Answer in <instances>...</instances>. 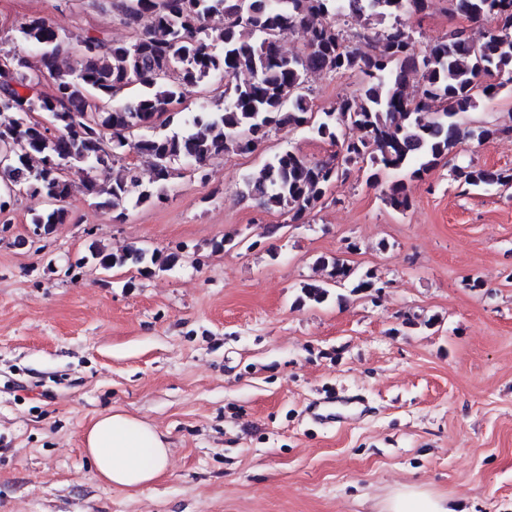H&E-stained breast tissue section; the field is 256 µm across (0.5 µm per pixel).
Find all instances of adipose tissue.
Returning a JSON list of instances; mask_svg holds the SVG:
<instances>
[{
  "mask_svg": "<svg viewBox=\"0 0 512 512\" xmlns=\"http://www.w3.org/2000/svg\"><path fill=\"white\" fill-rule=\"evenodd\" d=\"M84 450L98 479L129 491L155 481L169 464L165 436L154 426L125 412L97 415L84 434ZM382 512H453L447 499L420 487L404 485L386 499Z\"/></svg>",
  "mask_w": 512,
  "mask_h": 512,
  "instance_id": "ef3b65f1",
  "label": "adipose tissue"
}]
</instances>
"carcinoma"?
I'll list each match as a JSON object with an SVG mask.
<instances>
[{
  "instance_id": "1",
  "label": "carcinoma",
  "mask_w": 512,
  "mask_h": 512,
  "mask_svg": "<svg viewBox=\"0 0 512 512\" xmlns=\"http://www.w3.org/2000/svg\"><path fill=\"white\" fill-rule=\"evenodd\" d=\"M139 2L132 13L127 0H112L133 30L124 42L87 30L64 43L40 17L16 27L40 60L36 65L16 52L10 69L0 71V215L14 198L41 196L45 208L30 219L36 236H49L68 221L64 202L73 184L58 174L60 166L101 172V180L86 178L84 192L121 221L132 202H163L182 161L201 170L230 150L254 151L273 130L311 128L337 147L334 155L312 161L279 152L245 180V195L258 208L286 212L289 223L303 224L329 186L354 171L375 184L387 170L406 172L383 194L403 213L412 206L409 182L422 179L463 140L512 133L464 122L481 98L512 85V0H451L457 14L488 26L477 40L455 28L422 53L403 16L424 12L428 0ZM349 13L360 22H392L379 30L363 26L357 36L370 51L359 54L336 24ZM298 29L304 50L283 54L278 38ZM49 70L62 79L46 94L40 75ZM347 72L363 76L355 94L314 117L308 77ZM216 80L224 82V107L202 109L183 120L182 129L167 131L177 116L172 104ZM131 85L140 91L116 100ZM31 112L45 115L50 126L30 122ZM129 151L149 164V184H143L140 165L125 162ZM117 163L121 173L108 177ZM451 176L464 192L512 188V168L457 165ZM91 256L104 270L131 263L147 274L180 260L177 253L163 257L144 248H97ZM318 263L328 269L330 284L352 294L377 287L372 272L358 275L345 259L321 257ZM330 297L329 288L306 283L297 302L320 305Z\"/></svg>"
}]
</instances>
